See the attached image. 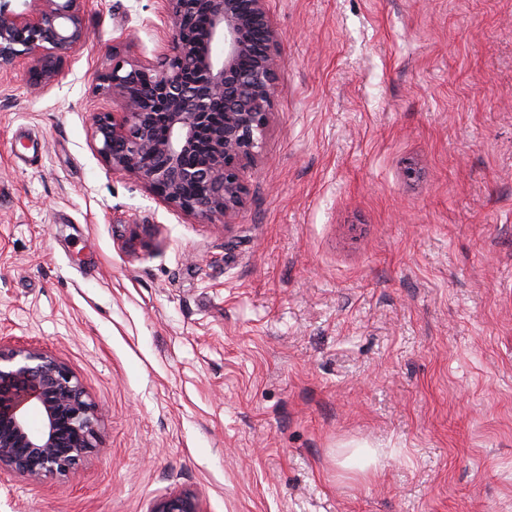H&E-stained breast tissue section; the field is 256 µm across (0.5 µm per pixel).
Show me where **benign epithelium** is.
Here are the masks:
<instances>
[{"instance_id":"benign-epithelium-1","label":"benign epithelium","mask_w":512,"mask_h":512,"mask_svg":"<svg viewBox=\"0 0 512 512\" xmlns=\"http://www.w3.org/2000/svg\"><path fill=\"white\" fill-rule=\"evenodd\" d=\"M0 0V66L28 60L25 78L53 84L87 39L91 0H30L22 12ZM168 44L161 65L112 56L102 86L121 116L93 121L98 152L114 171L144 184L174 211L227 224L239 209L243 170L257 159L276 94L278 34L266 0H163ZM206 19V37L194 19ZM221 109L224 121L212 120ZM166 133L154 135L158 116ZM203 155L198 165L188 163ZM157 159L146 166L143 158ZM199 188L187 196L183 186ZM96 405L77 377L37 349L0 345V471L30 481L66 474L93 447ZM150 512H201L195 493L156 500Z\"/></svg>"}]
</instances>
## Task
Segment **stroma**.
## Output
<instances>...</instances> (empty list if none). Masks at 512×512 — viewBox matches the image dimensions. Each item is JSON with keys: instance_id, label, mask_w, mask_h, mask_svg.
<instances>
[{"instance_id": "obj_1", "label": "stroma", "mask_w": 512, "mask_h": 512, "mask_svg": "<svg viewBox=\"0 0 512 512\" xmlns=\"http://www.w3.org/2000/svg\"><path fill=\"white\" fill-rule=\"evenodd\" d=\"M278 92L231 224L91 138L160 0H91L38 92L0 67V344L100 414L0 512H512V0H267ZM150 512H201L195 493L183 491L156 500Z\"/></svg>"}]
</instances>
